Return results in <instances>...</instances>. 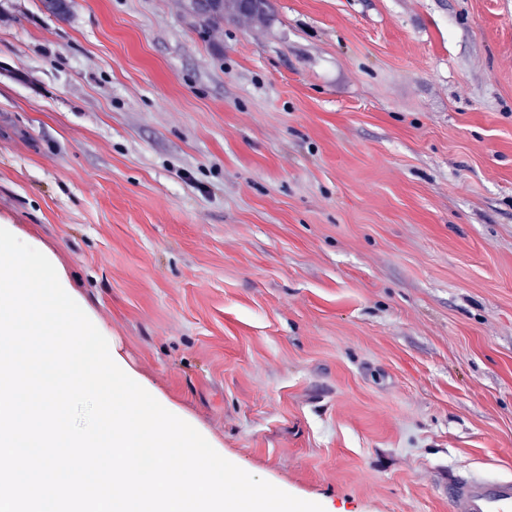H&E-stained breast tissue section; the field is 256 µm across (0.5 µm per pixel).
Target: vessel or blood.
<instances>
[{"mask_svg": "<svg viewBox=\"0 0 512 512\" xmlns=\"http://www.w3.org/2000/svg\"><path fill=\"white\" fill-rule=\"evenodd\" d=\"M452 512H512V477L458 475L444 482Z\"/></svg>", "mask_w": 512, "mask_h": 512, "instance_id": "b4317fda", "label": "vessel or blood"}]
</instances>
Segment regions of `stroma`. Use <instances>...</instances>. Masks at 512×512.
<instances>
[{
    "label": "stroma",
    "instance_id": "35a3bbf8",
    "mask_svg": "<svg viewBox=\"0 0 512 512\" xmlns=\"http://www.w3.org/2000/svg\"><path fill=\"white\" fill-rule=\"evenodd\" d=\"M0 228L325 512L512 475V0H0Z\"/></svg>",
    "mask_w": 512,
    "mask_h": 512
}]
</instances>
